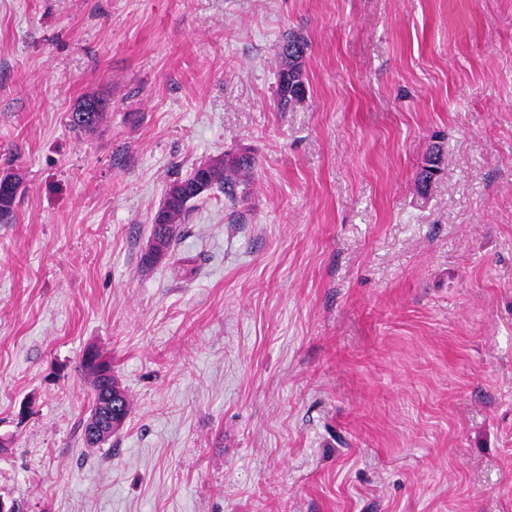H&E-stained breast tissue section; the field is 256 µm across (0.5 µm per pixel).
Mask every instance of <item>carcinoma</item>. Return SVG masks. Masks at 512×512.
Instances as JSON below:
<instances>
[{"mask_svg":"<svg viewBox=\"0 0 512 512\" xmlns=\"http://www.w3.org/2000/svg\"><path fill=\"white\" fill-rule=\"evenodd\" d=\"M309 49L307 41L295 34L290 33L283 38L279 45L278 56L281 59V66L278 72L277 96L280 105L294 106L302 103L306 96V85L304 77V63ZM79 105L89 107L99 106L98 112L82 114L73 111L70 114V126L77 132H90L96 128L106 115L107 99L88 95L79 101ZM255 166L253 157L239 158L236 156H225L216 160V165L209 172L208 180H203L200 170L192 168L189 174L170 182L168 191L152 218V223L159 228L158 255L145 257V261H158L170 255L176 245L178 227L184 223L189 212V204L182 197L170 194V191L181 187L192 192L196 198L204 193L217 188L224 192V196L234 202L245 201V196L238 194V181L236 175L245 173ZM81 371L89 376L92 381L91 411L98 410L100 404L104 403L99 384L98 366L90 359L82 358ZM130 401L126 394L119 389H112V431H117L130 414Z\"/></svg>","mask_w":512,"mask_h":512,"instance_id":"obj_1","label":"carcinoma"}]
</instances>
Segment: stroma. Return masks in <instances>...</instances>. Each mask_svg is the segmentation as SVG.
<instances>
[{
	"instance_id": "1",
	"label": "stroma",
	"mask_w": 512,
	"mask_h": 512,
	"mask_svg": "<svg viewBox=\"0 0 512 512\" xmlns=\"http://www.w3.org/2000/svg\"><path fill=\"white\" fill-rule=\"evenodd\" d=\"M239 151L246 201H192L144 266L170 181ZM2 170L1 498L512 512V0H0ZM90 347L132 403L99 447ZM309 44L295 33L283 38L278 56L281 66L278 72L277 96L280 106H294L302 103L306 96L304 63ZM103 104L101 110L99 112H77V108L85 105L89 107L99 106ZM109 102L107 99L88 95L79 101L77 106L74 108L73 112H71L69 117L70 126L77 132H90L96 128L99 123L104 119L106 115L107 106ZM86 115V118H82V115Z\"/></svg>"
}]
</instances>
